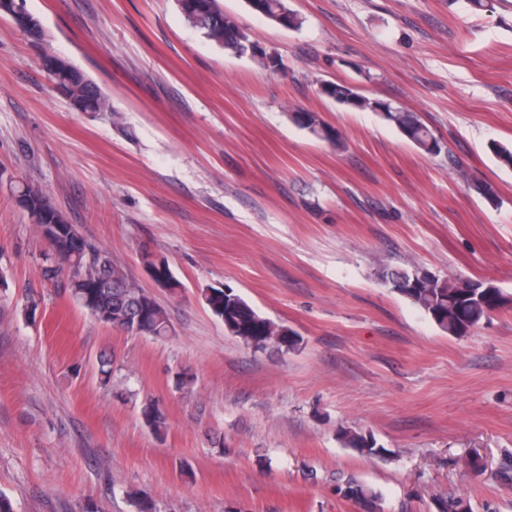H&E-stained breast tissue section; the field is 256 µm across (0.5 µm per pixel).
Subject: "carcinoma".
<instances>
[{
  "mask_svg": "<svg viewBox=\"0 0 512 512\" xmlns=\"http://www.w3.org/2000/svg\"><path fill=\"white\" fill-rule=\"evenodd\" d=\"M194 3L204 5L200 11V32L207 40L224 44V50L232 53L249 41L243 29L224 27V9L219 0H194ZM58 69L68 73L72 86L93 102L94 107L103 112L112 111L110 101L97 85L87 80L81 71L72 68L69 61L61 60ZM380 116L420 151L427 154L440 151L433 132L414 113L388 103ZM294 120L315 138L335 147L343 141L342 134L318 116L301 118L296 115ZM20 197L50 246L42 268L45 280L68 294L101 323L154 340L173 334L174 328L166 309L156 301H140L136 286L110 254L90 245L79 227L69 223L39 189L26 184L20 188ZM50 221L63 229L62 234L53 236L48 232L46 223ZM379 278L450 336H460L478 327L490 314L512 308V297L483 280L461 277L426 280L420 270L403 267L387 268ZM95 281L109 282L112 287H90ZM204 299L212 314L224 323L226 333L238 337L257 351L275 347L288 352L301 343L296 332L262 315L237 294L230 298L224 296L223 290L212 288ZM142 418L146 426L158 435L166 429L163 413L151 402L143 406ZM339 437L344 446L361 454L380 456L384 453V449L369 445L370 438L363 433L345 429L339 432ZM345 489L344 497L357 503L373 504L378 499L375 491L356 482L347 483Z\"/></svg>",
  "mask_w": 512,
  "mask_h": 512,
  "instance_id": "cac0c4a2",
  "label": "carcinoma"
}]
</instances>
